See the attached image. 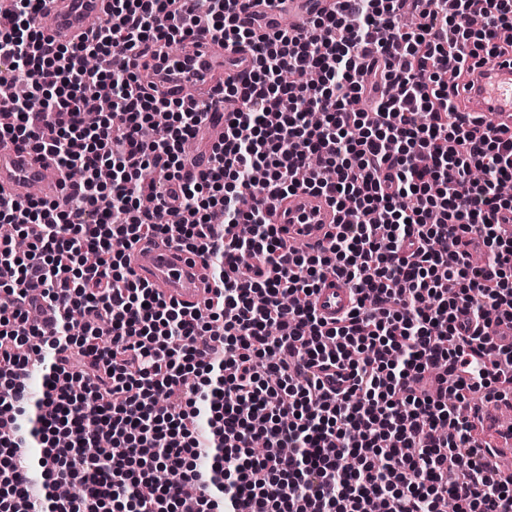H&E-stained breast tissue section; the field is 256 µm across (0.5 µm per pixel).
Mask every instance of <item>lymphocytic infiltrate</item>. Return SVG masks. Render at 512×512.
Wrapping results in <instances>:
<instances>
[{"mask_svg": "<svg viewBox=\"0 0 512 512\" xmlns=\"http://www.w3.org/2000/svg\"><path fill=\"white\" fill-rule=\"evenodd\" d=\"M9 2L0 84L29 96L0 99V142L51 155L66 192L0 193V223L30 240L0 239V512H512L480 412L455 409L512 398V345L489 333L512 323V138L459 112L446 79L512 56L493 41L512 0H335L301 30L269 20L277 0L249 28L240 0H112L67 44L33 23L49 0ZM202 23L254 66L225 84L244 107L193 174L198 114L132 65L83 60L165 58ZM309 69L317 85L282 80ZM300 189L353 215L319 253L267 221ZM153 237L205 253V307L136 278L126 250ZM330 277L356 297L333 323L312 302ZM72 482L79 497H50Z\"/></svg>", "mask_w": 512, "mask_h": 512, "instance_id": "lymphocytic-infiltrate-1", "label": "lymphocytic infiltrate"}]
</instances>
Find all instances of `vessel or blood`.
<instances>
[{
  "instance_id": "1",
  "label": "vessel or blood",
  "mask_w": 512,
  "mask_h": 512,
  "mask_svg": "<svg viewBox=\"0 0 512 512\" xmlns=\"http://www.w3.org/2000/svg\"><path fill=\"white\" fill-rule=\"evenodd\" d=\"M109 0H51L36 17L37 27L59 43L70 42L89 18L103 16ZM252 66L251 53L240 46L215 42L210 33L197 29L190 48V60L183 70L169 67L162 77L173 80L180 90L192 91L186 108L210 121V106L223 98L221 82L227 77L242 78ZM457 104L461 112L479 117L483 126L512 133V63L498 60L481 64L470 60L459 80ZM61 175L51 162L38 159L30 150L9 142L0 143V187L18 198H26L39 187L45 198L60 191ZM267 218L278 225L288 242L318 251L328 246L329 234L340 215L321 194L297 191L273 200ZM130 266L138 277L165 298L185 305H202L211 296L213 283L204 256L161 242H140L130 253ZM321 318L332 322L354 305L343 281L330 278L313 296Z\"/></svg>"
}]
</instances>
